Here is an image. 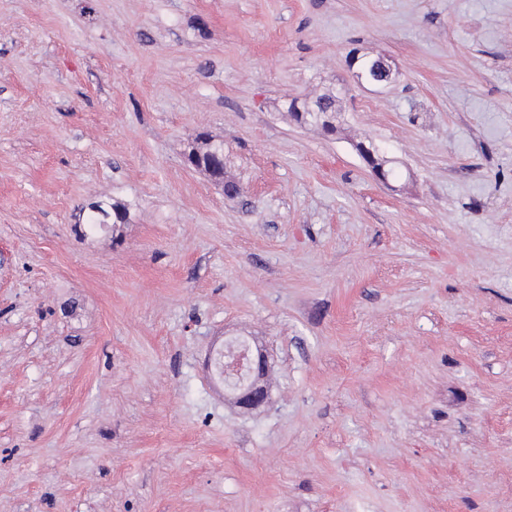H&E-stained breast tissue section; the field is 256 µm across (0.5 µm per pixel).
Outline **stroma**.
<instances>
[{
    "mask_svg": "<svg viewBox=\"0 0 512 512\" xmlns=\"http://www.w3.org/2000/svg\"><path fill=\"white\" fill-rule=\"evenodd\" d=\"M0 512H512V0H0ZM336 95L333 93H324L316 98L313 104L309 105L306 103H301L299 105V101L297 99H293L288 105V111L292 112L295 119L300 121L299 112L300 109L303 112L307 113V109L310 107L318 106L321 107L320 113L325 114L326 118L330 120L332 123L336 122V115L338 112L336 106ZM300 108V109H299ZM301 122V121H300ZM188 157L197 168L209 173L217 181H223L225 187L233 188L237 183L224 179V145L215 144L211 140L204 138L194 147ZM75 223L74 229L87 237H96L108 231L110 224L124 223L125 214L122 207L117 203L111 205L103 200L91 202L86 206L79 208V211L74 216ZM112 221V222H111ZM94 224L97 226L91 227L87 230V235L83 233L82 228ZM106 224V226H99ZM234 352V350H232ZM224 352V385L236 395L238 407L253 411L269 400L268 388L261 381L268 370V359L265 355L254 356L249 346L237 343V351L233 355L228 351V345L215 351L210 361L212 372L222 381L218 361ZM244 372V378L237 381L236 376ZM228 389V390H229Z\"/></svg>",
    "mask_w": 512,
    "mask_h": 512,
    "instance_id": "35a3bbf8",
    "label": "stroma"
}]
</instances>
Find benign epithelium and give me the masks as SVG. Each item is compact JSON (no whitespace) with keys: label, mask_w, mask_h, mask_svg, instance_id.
<instances>
[{"label":"benign epithelium","mask_w":512,"mask_h":512,"mask_svg":"<svg viewBox=\"0 0 512 512\" xmlns=\"http://www.w3.org/2000/svg\"><path fill=\"white\" fill-rule=\"evenodd\" d=\"M371 77L370 85H381L391 76V67L382 56L371 57L368 62ZM268 370V359L265 355H254L249 346L237 344V351H224V385L236 395L238 407L253 411L269 400L268 388L262 379Z\"/></svg>","instance_id":"7a95c632"}]
</instances>
